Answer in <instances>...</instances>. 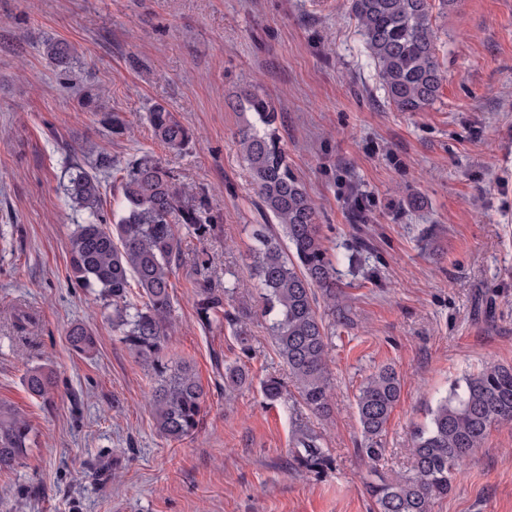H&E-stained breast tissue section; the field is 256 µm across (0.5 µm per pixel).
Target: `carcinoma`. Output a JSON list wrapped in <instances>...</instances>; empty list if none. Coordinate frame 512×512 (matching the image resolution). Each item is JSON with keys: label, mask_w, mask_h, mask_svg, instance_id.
Here are the masks:
<instances>
[{"label": "carcinoma", "mask_w": 512, "mask_h": 512, "mask_svg": "<svg viewBox=\"0 0 512 512\" xmlns=\"http://www.w3.org/2000/svg\"><path fill=\"white\" fill-rule=\"evenodd\" d=\"M432 2L349 0L384 95L401 112H423L439 97L443 76ZM45 53L61 67L73 59L74 48L50 39ZM239 98L243 120L235 142L263 212L280 229L261 239L255 255L262 314L302 403L315 414H326L333 390L327 371L330 336L317 296L330 303L333 324L348 323L336 266L322 241L319 211L288 163L271 100L249 88L242 89ZM79 105L96 113L113 136L125 134V121L97 104L93 94L83 95ZM149 122L155 137L172 151L183 150L192 140L190 129L160 104L149 113ZM113 167L112 156L104 153L91 171L78 163L69 166L65 193L73 207L85 214L84 223L70 235L69 277L79 288L98 289L102 306L112 308L121 342L150 377V405L158 435L166 441H181L197 431L206 392L191 364L175 362L169 353L170 277L181 256L180 229L204 241L215 230L214 216L206 196H189L170 168L152 153L142 152L123 168L120 195L108 220L102 175ZM133 284L139 288V302L130 298ZM197 288L195 311L200 324L207 329L227 323L242 351H249L248 315L224 309L235 285L213 288L204 279ZM67 337L77 353L86 354L95 346L92 331L83 324L73 325ZM24 383L42 403L53 402L58 388L53 372L29 368ZM249 383L244 365L224 362L226 389ZM262 389L272 401L284 395V385L276 377L266 379ZM400 394V377L390 365L378 368L359 389V452L368 463L377 462L385 452L382 436ZM503 424H512V366L490 364L465 376L436 402L429 421L413 435L409 471L366 483L376 512H431L435 500L448 496L451 481L462 474L488 431ZM31 433L25 415L0 401V471L14 468L28 456ZM290 454L297 466L309 471L332 467L328 449L309 429L296 430Z\"/></svg>", "instance_id": "carcinoma-1"}]
</instances>
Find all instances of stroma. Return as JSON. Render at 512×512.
I'll list each match as a JSON object with an SVG mask.
<instances>
[{
	"label": "stroma",
	"mask_w": 512,
	"mask_h": 512,
	"mask_svg": "<svg viewBox=\"0 0 512 512\" xmlns=\"http://www.w3.org/2000/svg\"><path fill=\"white\" fill-rule=\"evenodd\" d=\"M440 96L400 112L376 80L348 0H0V400L30 420L34 446L0 472V512H373L364 483L406 471L410 435L437 400L489 363L512 365V0L434 6ZM75 48L73 86L43 53ZM251 86L278 112L288 162L321 213L350 318L332 332L333 409L318 417L295 388L267 401L260 383L288 371L260 316L256 233L266 218L233 134L237 93ZM99 93L129 133L79 111ZM163 104L194 138L177 153L154 139ZM153 152L216 217L209 239L182 236L171 278L170 352L207 395L194 435L157 434L150 378L120 342L111 310L69 281V236L82 223L64 194L68 162ZM418 193L422 208L405 198ZM207 250L213 287L237 283L230 309L251 313L252 352L227 326L202 328L193 255ZM29 311L32 341H14ZM88 326L96 348L71 351ZM249 387L225 393L218 360ZM402 382L384 457L357 453L356 395L378 367ZM54 372L52 405L32 397L27 368ZM334 459L296 468L297 426ZM432 512H512V424L492 427ZM67 337L72 349L77 353L86 354L95 346L92 331L83 324L73 325L67 332Z\"/></svg>",
	"instance_id": "stroma-1"
}]
</instances>
